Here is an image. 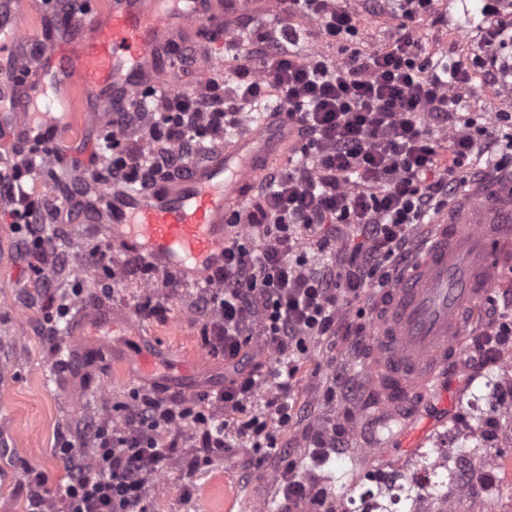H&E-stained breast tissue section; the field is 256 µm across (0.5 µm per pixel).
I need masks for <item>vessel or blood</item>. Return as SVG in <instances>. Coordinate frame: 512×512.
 I'll return each instance as SVG.
<instances>
[{
  "label": "vessel or blood",
  "instance_id": "vessel-or-blood-1",
  "mask_svg": "<svg viewBox=\"0 0 512 512\" xmlns=\"http://www.w3.org/2000/svg\"><path fill=\"white\" fill-rule=\"evenodd\" d=\"M268 0H104L49 34L38 6L0 0V145L47 147V162L82 112L84 141L109 112L162 79L160 62L171 45L201 25H223L234 9ZM34 30L44 52L32 70L22 63ZM294 131L272 115L243 129L235 140L150 192L98 188L101 205L76 220L99 225L113 246L140 254L183 282L200 283L224 266L227 228L241 214L252 184L280 162ZM512 258V179L483 196L458 224H436L424 238L412 271L385 289L387 309L372 324L375 350L366 366L374 407L395 422L407 447L438 427L428 407L442 396L448 362L463 343L461 313L486 295L496 270ZM82 330L125 337L113 348L136 379H151L171 363L168 350L141 340L139 323L89 302L78 317Z\"/></svg>",
  "mask_w": 512,
  "mask_h": 512
}]
</instances>
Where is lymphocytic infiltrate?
<instances>
[{
  "mask_svg": "<svg viewBox=\"0 0 512 512\" xmlns=\"http://www.w3.org/2000/svg\"><path fill=\"white\" fill-rule=\"evenodd\" d=\"M431 10L432 0H399L384 48L313 63L299 54L291 20L311 19L333 41L356 32V12L338 0H277L280 25L257 30L247 48L225 32L235 48L225 85L149 86L110 112L111 159L73 177L66 195H31L38 177L29 160L0 167V218L21 234L50 311L64 317L69 305L49 289L63 259L41 224L71 223L68 203L93 199V186L148 192L179 177L228 130L252 122L265 99L296 127L287 165L269 168L246 202L253 244L229 237L223 268L199 296L204 341L224 356L223 388L192 398L134 390L119 422H91V452L59 442L67 461L60 494L33 489L27 512H147L148 482L173 463L186 430L207 454L223 451L231 428L254 447L276 448L274 429L292 419L290 391L310 341L365 338L364 311L344 319L343 301L398 281L415 257L418 226L488 171L512 170V114L496 113L502 131L491 137L460 111L477 70L512 95V0L484 4L489 20L472 55L444 77L424 61L415 29ZM311 250L320 261H309ZM265 390L268 412L248 413Z\"/></svg>",
  "mask_w": 512,
  "mask_h": 512,
  "instance_id": "obj_1",
  "label": "lymphocytic infiltrate"
}]
</instances>
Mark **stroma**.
<instances>
[{"label": "stroma", "mask_w": 512, "mask_h": 512, "mask_svg": "<svg viewBox=\"0 0 512 512\" xmlns=\"http://www.w3.org/2000/svg\"><path fill=\"white\" fill-rule=\"evenodd\" d=\"M347 5L362 19L351 45L365 52L384 47L394 31L389 20L397 15L396 0H389L382 22L370 20L360 0H347ZM482 7L483 0H441L419 23L424 44L435 45L440 60L459 62L458 51L445 36L470 34L472 22L482 18ZM489 87L483 74H475L464 93L463 112L484 120L489 113L512 109L504 96L489 95ZM48 233L54 247L70 258L69 268L53 276L57 293L78 288L83 300L130 314L146 298L163 297L161 289L138 271L114 280L104 267L85 264L88 252L105 240L97 225L69 224L61 232L52 226ZM19 245V234L0 222V470L11 477L8 486H0V512H26L32 473L41 475L49 496H56L66 470L57 454L60 437L90 450L88 422L115 418V405L127 401L140 386L124 365L101 356L94 338L76 331V314L60 321L57 338L43 334L44 290L32 278ZM195 296V287L188 286L163 297L164 312L143 321L145 339L170 347L185 365L182 375H156L155 386L185 398L224 385V359L212 354L202 340L201 321L192 308ZM370 352V346L356 349L339 336L312 340L295 382L298 413L288 427L276 432L296 457L299 470L338 493L350 492L358 479L359 449L379 447L385 456L411 460L431 446L426 440L412 450L397 448L390 430L380 426L371 396L362 388ZM337 372L346 373L350 383L326 399ZM325 422L348 427L342 458L317 460L311 453L308 430ZM282 462L281 456L228 439L223 456L195 476H187L176 462L151 478L148 507L150 512H258L261 504L274 505L281 499L276 474Z\"/></svg>", "instance_id": "obj_1"}]
</instances>
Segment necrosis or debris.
<instances>
[{
	"label": "necrosis or debris",
	"mask_w": 512,
	"mask_h": 512,
	"mask_svg": "<svg viewBox=\"0 0 512 512\" xmlns=\"http://www.w3.org/2000/svg\"><path fill=\"white\" fill-rule=\"evenodd\" d=\"M486 342L495 358L477 388L466 390L459 418L437 438L438 460L448 467L442 485L413 462L400 461L389 470L368 474L353 492L328 498L334 512H484L501 494L512 471V348L495 337Z\"/></svg>",
	"instance_id": "necrosis-or-debris-1"
}]
</instances>
